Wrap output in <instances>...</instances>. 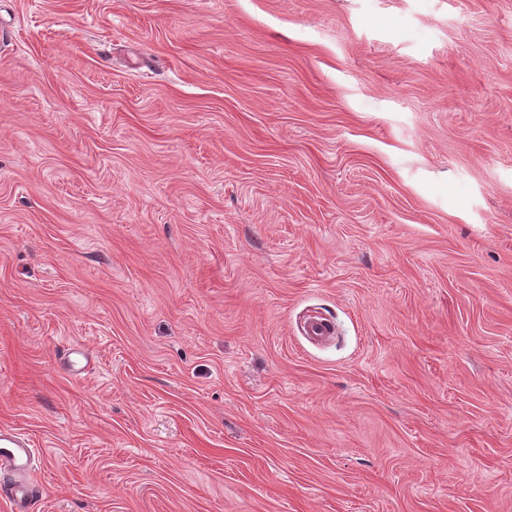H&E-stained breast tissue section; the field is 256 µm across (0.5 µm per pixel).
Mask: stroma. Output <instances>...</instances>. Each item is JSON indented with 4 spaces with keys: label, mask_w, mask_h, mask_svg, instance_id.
Masks as SVG:
<instances>
[{
    "label": "stroma",
    "mask_w": 512,
    "mask_h": 512,
    "mask_svg": "<svg viewBox=\"0 0 512 512\" xmlns=\"http://www.w3.org/2000/svg\"><path fill=\"white\" fill-rule=\"evenodd\" d=\"M0 30V426L39 512H512V0Z\"/></svg>",
    "instance_id": "stroma-1"
}]
</instances>
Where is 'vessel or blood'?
Returning a JSON list of instances; mask_svg holds the SVG:
<instances>
[{"mask_svg": "<svg viewBox=\"0 0 512 512\" xmlns=\"http://www.w3.org/2000/svg\"><path fill=\"white\" fill-rule=\"evenodd\" d=\"M36 456V448L24 434L0 428V472L9 475L8 481L0 482V497L10 502L12 512H33L40 498L31 478Z\"/></svg>", "mask_w": 512, "mask_h": 512, "instance_id": "vessel-or-blood-1", "label": "vessel or blood"}]
</instances>
